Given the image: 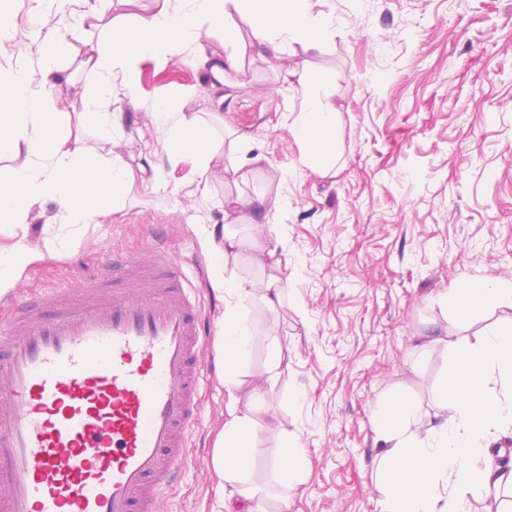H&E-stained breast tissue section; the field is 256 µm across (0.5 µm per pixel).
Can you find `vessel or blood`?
<instances>
[{
  "instance_id": "b4317fda",
  "label": "vessel or blood",
  "mask_w": 512,
  "mask_h": 512,
  "mask_svg": "<svg viewBox=\"0 0 512 512\" xmlns=\"http://www.w3.org/2000/svg\"><path fill=\"white\" fill-rule=\"evenodd\" d=\"M0 323V512H160L214 374L162 233Z\"/></svg>"
}]
</instances>
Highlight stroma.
Returning <instances> with one entry per match:
<instances>
[{
    "label": "stroma",
    "instance_id": "obj_1",
    "mask_svg": "<svg viewBox=\"0 0 512 512\" xmlns=\"http://www.w3.org/2000/svg\"><path fill=\"white\" fill-rule=\"evenodd\" d=\"M12 14L0 68L36 71L44 29L71 41L63 65L75 86L49 94L47 109L76 130L86 80L78 67L77 12L55 0H6ZM329 22L320 50L296 49L231 73L224 132L213 143L225 164L260 156L248 183L223 174L202 182L194 154L175 156L145 137L153 104L185 100L208 112L207 72L191 55L137 63L135 97L117 106L124 130L150 163L115 193L112 213L66 223L54 201L38 200L25 224L0 222V246L26 242L38 257L0 298L44 291L92 271L112 251L150 244L162 226L177 260L211 262L209 225L224 221L225 196L264 187L279 205L263 233L292 260L283 303L247 301L253 338L232 375L208 377L185 473L161 512H217L212 470L229 390L254 381L259 436L252 482L268 512H381L373 476L372 418L394 386L427 414L436 409L451 355L428 337H475L500 306L460 318L459 288L512 281V0H311ZM315 73L336 103L337 173L302 162L289 126L300 110L295 73ZM286 365L271 377L272 348ZM307 457L304 481L280 503L271 459L290 441Z\"/></svg>",
    "mask_w": 512,
    "mask_h": 512
}]
</instances>
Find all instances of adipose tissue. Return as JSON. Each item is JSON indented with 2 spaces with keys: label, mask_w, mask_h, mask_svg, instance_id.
Listing matches in <instances>:
<instances>
[{
  "label": "adipose tissue",
  "mask_w": 512,
  "mask_h": 512,
  "mask_svg": "<svg viewBox=\"0 0 512 512\" xmlns=\"http://www.w3.org/2000/svg\"><path fill=\"white\" fill-rule=\"evenodd\" d=\"M92 27L102 36L82 40L80 68L89 90L80 121L97 130L95 141L64 132L56 113L47 109V91L74 85L60 64L70 43L47 32L37 73L0 70V157L11 161L0 171V217L10 223H27L33 204L49 198L69 223L82 224L128 184L132 168L120 156L130 145L124 115L102 109L116 94H135L130 77L114 79L126 59L192 54L207 67L220 107L224 100L218 92L228 71H243L246 59L262 56L269 45L279 54L293 42L316 48L327 30L323 20L311 16L310 0H149L147 15L109 21L98 15ZM216 30L224 34L223 50L211 53L206 44ZM297 79L303 103L290 131L304 147L305 166L324 177L336 166V106L315 93L314 73L300 71ZM182 108L179 100L156 102L150 114L154 135L172 153L200 156V175L209 179L224 157L210 146L200 116L186 115ZM224 211L233 215L234 226L223 229L214 252L212 286L233 299L222 323L224 362L232 366L250 341L244 302L257 296L269 309L281 304L288 254L269 248L262 236L271 212L266 192L227 199ZM240 226L251 227V234L238 235ZM231 259L262 269L263 277L254 283L225 276L224 264ZM455 302L463 317L512 304V282L469 284ZM450 346L456 357L439 393L435 423L421 426L417 405L401 391L374 415L382 443L375 459L382 512H466L470 501L490 496L499 501L497 512H512V466H501L490 450L492 441L512 437V318L489 323L481 335L452 340ZM227 411L212 459L221 498L235 503L236 512H265L251 484L257 439L253 404L233 395ZM306 465L304 448L293 443L273 463L269 478L280 490L294 489Z\"/></svg>",
  "instance_id": "ef3b65f1"
}]
</instances>
